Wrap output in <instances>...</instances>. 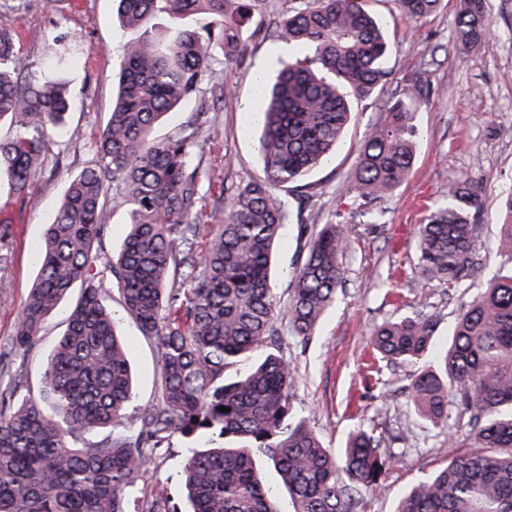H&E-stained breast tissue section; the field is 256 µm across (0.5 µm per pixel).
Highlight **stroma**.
<instances>
[{"mask_svg":"<svg viewBox=\"0 0 512 512\" xmlns=\"http://www.w3.org/2000/svg\"><path fill=\"white\" fill-rule=\"evenodd\" d=\"M117 7V0H0V27L18 32L19 52L33 70L50 64L55 32L69 33L79 44L77 54L65 61L74 101L70 121L78 137L50 134L45 169L24 198L0 196V345L13 335L38 271L34 247L69 177L93 163L95 139L112 110L122 39ZM366 7L385 20L391 44L387 67L392 76L384 93L399 89L402 76L423 64L430 51L437 58L430 68L433 92L415 115L420 140L409 175L380 204L384 223H372L361 214L350 185L364 135L381 117L378 107L384 94L355 101L335 156L289 192L291 206L319 210L322 223L347 222L352 231L343 257L345 282L335 306L311 339L285 336L283 353L297 373L294 410L326 447H343L360 425L385 428L394 461L385 476V491L367 494L365 512H392L400 492L445 466L455 450L446 435L409 412L416 365L379 369L369 338L383 321L436 315V341L427 361L437 364L455 318L473 300V292H447L416 272L417 226L450 182L470 179L485 188L475 289L483 288L499 267L498 203L512 192V0H486L496 36L487 49L466 57L455 48L456 0H445L438 13L416 21L401 16L397 0H367ZM278 10L272 2L251 22L243 54L228 61L221 50H214L206 93L184 100L153 129L159 139L186 122L201 125V191L207 198L217 197L222 187L264 176L257 153L258 123L246 106L256 93V73L269 57L282 52L271 35ZM228 80L231 93L214 103L212 89ZM297 236V224L286 225L277 248L272 286L281 298L300 264ZM76 300V295L67 296L65 309ZM65 309L48 321L39 346L22 363L29 390L38 389L47 359L66 329ZM122 335L137 375L135 405L143 409L159 396L158 348L132 324L123 325ZM184 453L178 441L164 449L140 478L139 491L160 493L179 504Z\"/></svg>","mask_w":512,"mask_h":512,"instance_id":"35a3bbf8","label":"stroma"}]
</instances>
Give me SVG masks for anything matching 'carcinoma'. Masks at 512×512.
<instances>
[{
  "instance_id": "carcinoma-1",
  "label": "carcinoma",
  "mask_w": 512,
  "mask_h": 512,
  "mask_svg": "<svg viewBox=\"0 0 512 512\" xmlns=\"http://www.w3.org/2000/svg\"><path fill=\"white\" fill-rule=\"evenodd\" d=\"M118 2L119 23L132 35L120 46L117 99L94 163L69 179L36 246L40 267L12 345L33 351L60 303L76 287L80 295L37 392L19 396L22 371L0 363V512H364L366 493L382 487L393 459L385 436L360 427L338 451L324 446L294 413L296 372L278 325L285 318L293 335H316L344 277L348 225L325 224L305 240L283 302L270 268L284 225L296 221L301 237L317 223L313 210L292 216L288 188L335 152L352 100L389 81L386 31L365 0H290L274 29L288 58L258 89L265 177L226 191L209 222L194 154L198 126L159 140L152 130L200 92L214 48L227 60L245 50V27L266 0ZM397 2L413 20L443 0ZM199 14L208 27L149 34L159 15ZM493 38L484 0H459V49L478 52ZM16 44V33L0 28V124L12 127L0 141V192L19 198L42 173L49 131L66 128L72 101L61 73L32 76ZM430 94L423 67L380 105L352 177L363 207L374 209L404 181L416 153L413 114ZM109 182L129 225L112 259L103 255ZM482 208L481 187L448 184L418 227L423 277L450 291L471 286ZM499 253L505 266L454 322L443 369L423 366L410 382L416 415L467 452L400 494L394 512H512V195L502 204ZM112 291L119 315L108 304ZM121 320L159 352V401L138 412L130 411ZM435 333V318L408 316L379 325L371 343L386 366L416 364ZM176 436L186 448L182 509L135 491ZM263 463L281 490L262 484Z\"/></svg>"
}]
</instances>
